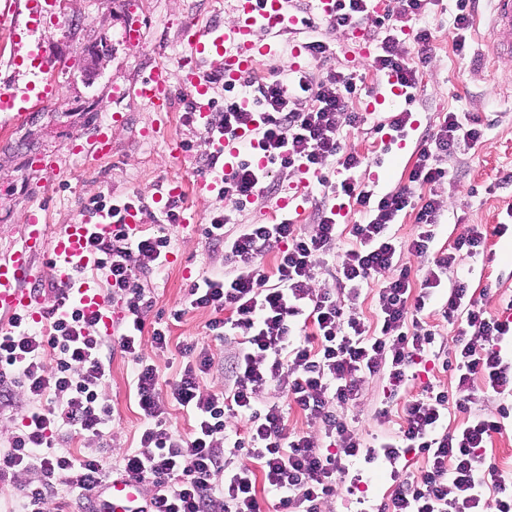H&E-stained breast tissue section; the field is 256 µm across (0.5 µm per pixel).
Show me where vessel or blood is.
I'll return each mask as SVG.
<instances>
[{
	"label": "vessel or blood",
	"instance_id": "b4317fda",
	"mask_svg": "<svg viewBox=\"0 0 512 512\" xmlns=\"http://www.w3.org/2000/svg\"><path fill=\"white\" fill-rule=\"evenodd\" d=\"M493 13L489 26V47L495 56H512V0H491ZM237 17L229 25L212 27L193 34L189 42L192 58L220 71L228 84L238 82L242 74L255 66L259 57L271 51L269 44L255 37L257 21H264L270 28L284 24V0H237ZM186 81L194 90L192 100L195 118L201 127L209 125L208 88L196 70H189ZM114 98L131 96L145 101L157 112H168L173 107L171 71L166 64H158L139 82L126 89H115ZM46 91L36 94L19 91L16 85L0 88V124L8 126L23 119L31 103H44ZM108 127H101L94 138L75 144L72 154L86 159H101L110 155L112 148ZM246 134L228 139L220 137L211 142L212 151L223 160L237 157L239 148L246 141ZM109 231L110 218L102 211L90 212L75 224H64L47 230L42 223L40 208L29 211L27 222L20 232L19 245L0 253V320L23 313L32 321H40L41 314L32 306V287L42 278L43 272L36 265L37 256L46 254L57 280L65 292L75 298L86 311L97 313L99 326L111 330L112 318L109 304L94 280L80 277V270L92 266L94 259L86 248L91 230ZM96 512H147L137 480L123 477L105 484L97 497Z\"/></svg>",
	"mask_w": 512,
	"mask_h": 512
}]
</instances>
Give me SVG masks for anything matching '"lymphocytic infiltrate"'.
Masks as SVG:
<instances>
[{
	"label": "lymphocytic infiltrate",
	"instance_id": "1",
	"mask_svg": "<svg viewBox=\"0 0 512 512\" xmlns=\"http://www.w3.org/2000/svg\"><path fill=\"white\" fill-rule=\"evenodd\" d=\"M437 3L399 0L400 16L412 22L405 33L389 16L378 20L386 34L373 65L403 88L418 84V66L426 62L432 39L420 20ZM403 38L412 44L414 56L398 51ZM356 91L352 77L337 72L319 78L306 71L263 77L248 86L253 109L242 108L238 97L225 98L223 112L209 124L213 134L228 138L252 132L260 152L259 158L242 159L225 174L226 201L250 203L264 192L270 167L280 166L309 175L331 194L356 199L364 209L363 221L351 228L354 247L330 270L332 285L318 290L310 281L336 247L335 212L318 209L307 231L286 220L232 231L220 215L204 225L207 242L224 248L226 270L191 281L181 308L171 316L178 321L189 310L210 311L209 334L219 341L234 339L229 391H202V376L210 372L214 358L190 341L180 345L184 364L169 394H162L157 366L140 356L152 300L133 264L141 255L165 259L171 238L165 233L139 235L124 222L126 205L94 202V209L109 210L113 224L112 231L93 232L87 239L109 300L122 304L113 338L96 333L97 314L63 297L45 312L46 330L23 317L0 327V414L12 409L14 389L33 400L8 449L0 451V484H17L19 512H45L47 502L63 491L80 504L91 503L102 483L118 473L151 482V512H262L256 488L260 481L273 497V512H321L323 503L335 496L337 481L347 475L350 458L368 464L385 461L400 481L397 493L376 512H512V487L484 453L492 435L512 422V404H499L488 413L471 411L475 381L500 395L512 387V361L499 348L512 338V323L479 307L466 282L448 278L462 257L479 254L487 231L474 227L448 250L435 252L441 204L430 198L416 209L419 232L405 243L395 241L389 229L413 207L409 189L382 195L358 190L351 173L361 159L344 152L338 137L340 123L354 127L367 121L363 113L347 109ZM480 126L478 117L463 121L457 113L445 114L418 149L411 182L447 178L440 157L475 143ZM334 157L345 173L337 182L326 172ZM274 247L279 253L269 273L259 259ZM405 253L427 261L420 291L412 289L411 268L401 259ZM379 275L385 281L371 331L352 307L363 284ZM442 286L448 295L441 316L460 325L456 347L442 361L453 373L455 389L426 387L424 397L406 404L397 440L367 444L336 409L356 400L364 378L402 382L416 356L435 352L436 332L419 316L433 289ZM476 336L483 347L473 344ZM115 344L136 358L133 384L145 423L136 448L108 465L60 447L53 424L99 438L110 434L112 409L100 392L111 374ZM268 385L285 393L307 420L321 423L322 435L288 432L283 406L259 397ZM170 404L191 415L189 432L167 428L164 414ZM451 405L466 413L467 420L448 432L442 422ZM238 417L245 418V428L235 426ZM411 451L424 454L427 462L419 475L405 478L398 465ZM21 473L28 476L22 483L17 480Z\"/></svg>",
	"mask_w": 512,
	"mask_h": 512
}]
</instances>
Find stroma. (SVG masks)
<instances>
[{"instance_id":"35a3bbf8","label":"stroma","mask_w":512,"mask_h":512,"mask_svg":"<svg viewBox=\"0 0 512 512\" xmlns=\"http://www.w3.org/2000/svg\"><path fill=\"white\" fill-rule=\"evenodd\" d=\"M234 6L235 0H57L55 16L44 17L30 30L17 0H0V16L5 19L0 25V82L12 80L22 87L39 79L40 72L29 57L31 45L38 42L53 61L57 80V90L44 107L0 131V244L17 239L19 226L36 200H43V217L53 228L79 221L94 198L105 197L110 204L135 199L149 204L160 184L183 183V203L195 210L196 226L168 228L172 248L166 262L140 256L134 270L146 277L153 301L145 315L146 326L168 323L173 342L193 338L213 353L215 366L201 383L206 391L224 383L222 365L230 342L207 335L209 312L192 311L178 322L169 318L191 280L222 268L221 253L212 250L202 235L203 224L222 213L236 228L286 218L305 226L313 223L314 202L320 199L326 208L346 210L337 219L336 250L341 253L352 247L350 229L363 219L354 201L324 194L311 178L291 168H274L270 177L274 193L243 208L197 192L196 179L210 146L201 127L183 119L190 90L184 82L182 59L190 35L233 22ZM285 11L290 23L257 28V37L271 45L272 53L262 58L255 71L268 76L287 69L295 44L320 40L328 45L326 58L307 59L306 69L317 76L341 72L361 85L349 99L348 109L366 113L368 122L357 128L340 127L347 149L365 160L355 174L358 183L378 195L410 187V171L426 135L436 131L446 113H457L462 119L474 115L481 120L482 138L449 160L450 179L412 187L414 200L420 205L432 196L442 204L434 228L438 249L466 236L473 225L512 222V181L504 179L512 172V57L488 54L476 33L464 52L456 51V0H440L428 18L432 47L427 62L419 67V84L410 101L386 98L387 77L372 64L375 17L363 21V36L355 42L345 31L312 20L307 0H288ZM160 61L172 70L175 109L166 119H159L146 103L112 99L113 87L139 81ZM378 97L384 103L377 107L373 101ZM403 111L412 115L405 144L386 146L381 127ZM104 123L111 127L109 157L89 166L68 158L67 149L75 137H92ZM40 157L58 160V170L33 168V161ZM286 197L294 198L296 209H280L279 202ZM448 276L466 281L479 304L500 314L512 300V231L488 236L482 253L463 258ZM133 369L132 356L114 352L111 375L101 391L113 412L110 437L69 434L64 447L108 462L135 446L143 415L131 392ZM430 383L448 387L455 380L451 371L424 361L415 379L404 386L364 383L358 399L341 412L364 435H392L399 428L404 405ZM379 407L388 408V423L376 418L374 411Z\"/></svg>"}]
</instances>
